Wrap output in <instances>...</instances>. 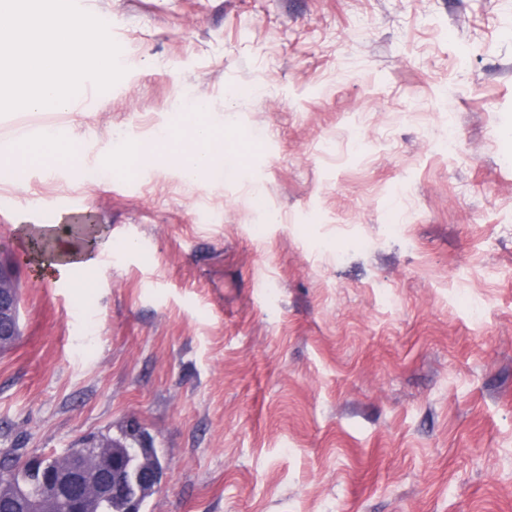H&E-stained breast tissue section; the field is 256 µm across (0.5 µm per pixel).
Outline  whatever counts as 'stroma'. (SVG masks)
Listing matches in <instances>:
<instances>
[{"mask_svg": "<svg viewBox=\"0 0 512 512\" xmlns=\"http://www.w3.org/2000/svg\"><path fill=\"white\" fill-rule=\"evenodd\" d=\"M77 3L126 74L0 116V157L55 124L80 146L0 184V449L139 425L142 512H512V0ZM189 96L224 126L203 185L128 174L115 143ZM70 199L115 243L82 290L28 247ZM19 292L10 265L0 264V349L10 347L20 336Z\"/></svg>", "mask_w": 512, "mask_h": 512, "instance_id": "35a3bbf8", "label": "stroma"}]
</instances>
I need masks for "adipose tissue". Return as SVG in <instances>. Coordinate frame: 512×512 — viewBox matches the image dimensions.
Masks as SVG:
<instances>
[{
    "instance_id": "adipose-tissue-1",
    "label": "adipose tissue",
    "mask_w": 512,
    "mask_h": 512,
    "mask_svg": "<svg viewBox=\"0 0 512 512\" xmlns=\"http://www.w3.org/2000/svg\"><path fill=\"white\" fill-rule=\"evenodd\" d=\"M204 102L193 103L181 118L180 127L159 128L151 138H126L121 155L127 166L159 162L175 170L188 188H195L202 173L210 171L224 147V130L208 119ZM77 149L70 137L57 131L39 134L19 142L11 162L25 168L39 164L53 166L62 160H76ZM55 258L41 263L44 274L70 280L74 287H94L100 272L95 250L68 238L55 240Z\"/></svg>"
}]
</instances>
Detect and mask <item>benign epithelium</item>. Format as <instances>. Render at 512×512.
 Listing matches in <instances>:
<instances>
[{
    "label": "benign epithelium",
    "mask_w": 512,
    "mask_h": 512,
    "mask_svg": "<svg viewBox=\"0 0 512 512\" xmlns=\"http://www.w3.org/2000/svg\"><path fill=\"white\" fill-rule=\"evenodd\" d=\"M19 292L13 268L0 264V349L11 346L20 336ZM40 470L37 496L28 512H55L64 504L69 512H97L108 496L124 500L125 512H139L140 484L154 482L155 465L143 460L130 469L107 448L90 449V444L68 451L62 461L37 459Z\"/></svg>",
    "instance_id": "7a95c632"
}]
</instances>
